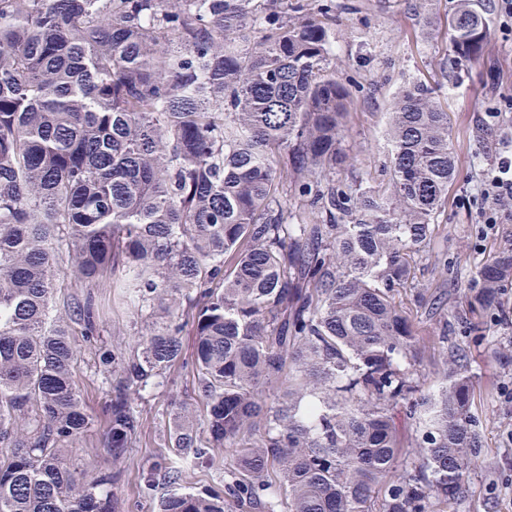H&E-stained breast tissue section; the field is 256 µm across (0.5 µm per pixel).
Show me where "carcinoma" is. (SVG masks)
<instances>
[{
    "label": "carcinoma",
    "instance_id": "obj_1",
    "mask_svg": "<svg viewBox=\"0 0 512 512\" xmlns=\"http://www.w3.org/2000/svg\"><path fill=\"white\" fill-rule=\"evenodd\" d=\"M471 0L448 28L484 54ZM336 4L0 0V512H116L185 325L203 421L182 405L157 512H447L481 452L470 346L512 283V245L476 271L447 383L422 389L411 292L456 172L448 112L416 82L388 116L389 183L341 171L350 89L330 64ZM87 293L59 296L66 281ZM94 288L157 315L126 351ZM82 336L83 344L75 337ZM106 385L112 473L64 449L94 426L75 373ZM276 390L268 400L266 390ZM416 425L401 457L396 415ZM230 458L224 491L190 470Z\"/></svg>",
    "mask_w": 512,
    "mask_h": 512
}]
</instances>
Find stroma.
<instances>
[{"mask_svg": "<svg viewBox=\"0 0 512 512\" xmlns=\"http://www.w3.org/2000/svg\"><path fill=\"white\" fill-rule=\"evenodd\" d=\"M337 22L331 34L330 62L352 97L342 146L356 154L345 178L362 175L371 185L389 178L385 135L390 100L416 81L440 83V99L448 111L449 134L456 153L454 180L448 200L438 213L433 253L448 265L440 272L423 261L417 279L441 288L445 310L437 316L414 309L415 322L432 347L422 363L425 390L439 389L447 368L448 350L436 346L441 334L464 335L457 315L463 293L478 266L501 247L512 243V222L486 227L480 222L476 196L482 174L499 151L512 145V110L503 111L512 97V39L497 25V0H472L486 18L488 39L481 59L458 56L451 45L448 17L457 0H428L417 15L411 0H335ZM102 340L127 346L151 327L149 315H133L126 308L99 297ZM512 352V317L490 321L485 341L472 350L474 410L481 421L483 452L472 474L470 490L455 504V512H512V365L499 362ZM76 383L96 426L77 447L69 449L68 463L77 473L94 476L111 471L112 460L102 444L103 384L90 365L81 364ZM194 379L187 369H176L166 387L141 403L140 443L125 464L120 492L121 512H154L155 497L144 489L152 462L166 454L168 419L180 401L195 402Z\"/></svg>", "mask_w": 512, "mask_h": 512, "instance_id": "35a3bbf8", "label": "stroma"}]
</instances>
